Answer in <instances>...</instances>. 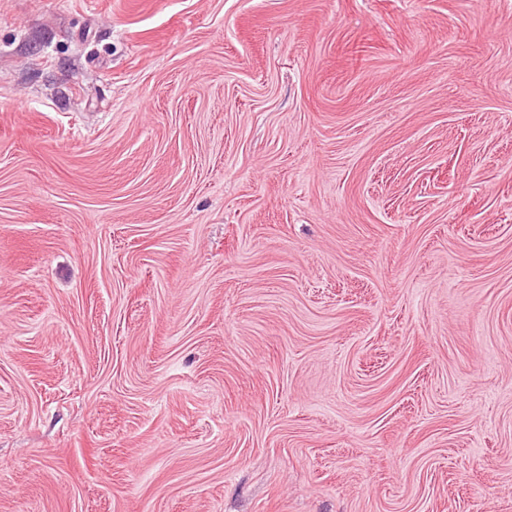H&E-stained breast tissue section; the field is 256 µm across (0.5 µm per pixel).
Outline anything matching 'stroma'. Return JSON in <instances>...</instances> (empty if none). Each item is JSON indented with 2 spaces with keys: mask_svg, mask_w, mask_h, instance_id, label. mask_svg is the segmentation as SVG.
<instances>
[{
  "mask_svg": "<svg viewBox=\"0 0 512 512\" xmlns=\"http://www.w3.org/2000/svg\"><path fill=\"white\" fill-rule=\"evenodd\" d=\"M0 512H512V0H0Z\"/></svg>",
  "mask_w": 512,
  "mask_h": 512,
  "instance_id": "1",
  "label": "stroma"
}]
</instances>
